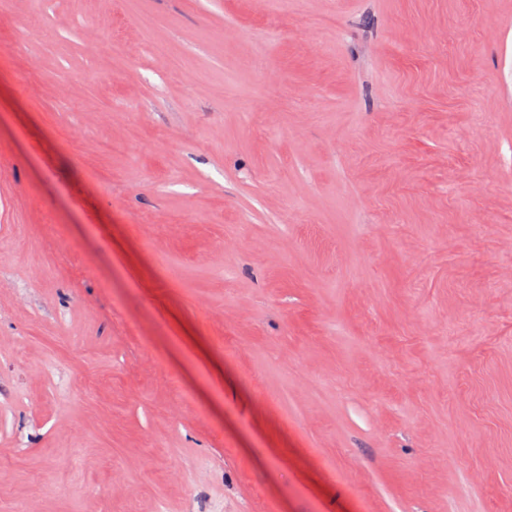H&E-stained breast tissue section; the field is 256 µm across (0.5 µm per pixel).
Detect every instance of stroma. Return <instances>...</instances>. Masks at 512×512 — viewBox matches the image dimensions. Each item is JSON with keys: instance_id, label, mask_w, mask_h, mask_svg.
Segmentation results:
<instances>
[{"instance_id": "obj_1", "label": "stroma", "mask_w": 512, "mask_h": 512, "mask_svg": "<svg viewBox=\"0 0 512 512\" xmlns=\"http://www.w3.org/2000/svg\"><path fill=\"white\" fill-rule=\"evenodd\" d=\"M215 499L512 512V0H0V512Z\"/></svg>"}]
</instances>
